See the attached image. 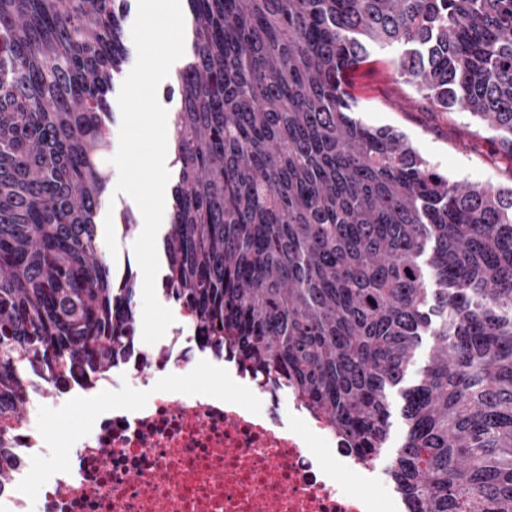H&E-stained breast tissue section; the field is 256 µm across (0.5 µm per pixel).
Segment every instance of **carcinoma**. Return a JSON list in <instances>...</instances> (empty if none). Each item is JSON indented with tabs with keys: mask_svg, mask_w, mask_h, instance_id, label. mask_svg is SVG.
<instances>
[{
	"mask_svg": "<svg viewBox=\"0 0 512 512\" xmlns=\"http://www.w3.org/2000/svg\"><path fill=\"white\" fill-rule=\"evenodd\" d=\"M126 0H0V416L126 355L96 219ZM168 298L217 356L276 375L362 458L401 393L390 474L421 512H512V187L448 179L353 118L348 77L399 44L400 78L512 151V0H188Z\"/></svg>",
	"mask_w": 512,
	"mask_h": 512,
	"instance_id": "obj_1",
	"label": "carcinoma"
}]
</instances>
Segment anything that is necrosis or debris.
Segmentation results:
<instances>
[{
	"label": "necrosis or debris",
	"mask_w": 512,
	"mask_h": 512,
	"mask_svg": "<svg viewBox=\"0 0 512 512\" xmlns=\"http://www.w3.org/2000/svg\"><path fill=\"white\" fill-rule=\"evenodd\" d=\"M197 344L180 305L158 342L110 371L90 380L72 370L69 390L93 396L95 420L68 435L72 453L53 467L46 416L59 395L32 368L25 415L0 421L19 455L0 486V512H408L375 460L354 458L334 429L266 379L217 402L197 389ZM120 390L138 402H120Z\"/></svg>",
	"instance_id": "1"
}]
</instances>
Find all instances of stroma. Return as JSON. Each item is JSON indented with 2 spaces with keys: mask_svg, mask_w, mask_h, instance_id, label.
Masks as SVG:
<instances>
[{
  "mask_svg": "<svg viewBox=\"0 0 512 512\" xmlns=\"http://www.w3.org/2000/svg\"><path fill=\"white\" fill-rule=\"evenodd\" d=\"M400 48L371 51L350 78L356 116L367 125L389 127L449 180L512 185V154L499 149L495 134L458 110L433 111L396 74Z\"/></svg>",
  "mask_w": 512,
  "mask_h": 512,
  "instance_id": "35a3bbf8",
  "label": "stroma"
}]
</instances>
